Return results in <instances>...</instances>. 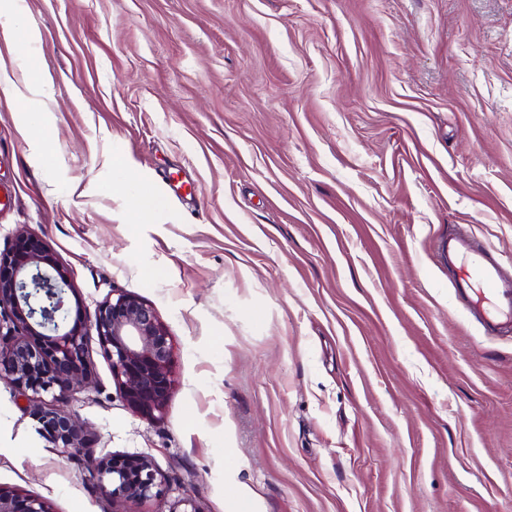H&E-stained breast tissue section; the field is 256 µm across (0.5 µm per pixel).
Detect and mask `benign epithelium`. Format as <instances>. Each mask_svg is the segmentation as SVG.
Returning <instances> with one entry per match:
<instances>
[{
	"label": "benign epithelium",
	"instance_id": "7a95c632",
	"mask_svg": "<svg viewBox=\"0 0 512 512\" xmlns=\"http://www.w3.org/2000/svg\"><path fill=\"white\" fill-rule=\"evenodd\" d=\"M66 272L49 246L21 236L14 250L0 253V375L17 397L48 403L40 420L54 427L52 441L69 456L83 449L82 430L69 412L72 393L86 383L87 345L96 334L112 367L120 397L151 416L166 406L173 391L170 336L154 308L131 294L96 306L94 314L71 311ZM92 477L106 497L147 500L156 488V469L145 456L112 454L99 459ZM0 512H50L39 497L0 490Z\"/></svg>",
	"mask_w": 512,
	"mask_h": 512
}]
</instances>
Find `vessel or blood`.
<instances>
[{"mask_svg": "<svg viewBox=\"0 0 512 512\" xmlns=\"http://www.w3.org/2000/svg\"><path fill=\"white\" fill-rule=\"evenodd\" d=\"M448 279L470 321L485 335L512 332V270L464 229L449 232L438 246Z\"/></svg>", "mask_w": 512, "mask_h": 512, "instance_id": "obj_1", "label": "vessel or blood"}]
</instances>
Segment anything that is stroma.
I'll return each instance as SVG.
<instances>
[{
	"label": "stroma",
	"mask_w": 512,
	"mask_h": 512,
	"mask_svg": "<svg viewBox=\"0 0 512 512\" xmlns=\"http://www.w3.org/2000/svg\"><path fill=\"white\" fill-rule=\"evenodd\" d=\"M0 251L44 240L94 310L151 305L148 418L90 339L64 457L0 376V489L50 512H512V334L437 257L512 265V0H13ZM151 189L165 200L136 213ZM140 454L144 501L91 459ZM448 279L471 322L486 336L512 331V275L502 260L468 231L449 232L438 246ZM91 473L101 494L112 499L147 500L157 485L155 466L145 456L112 454L99 459Z\"/></svg>",
	"instance_id": "35a3bbf8"
}]
</instances>
